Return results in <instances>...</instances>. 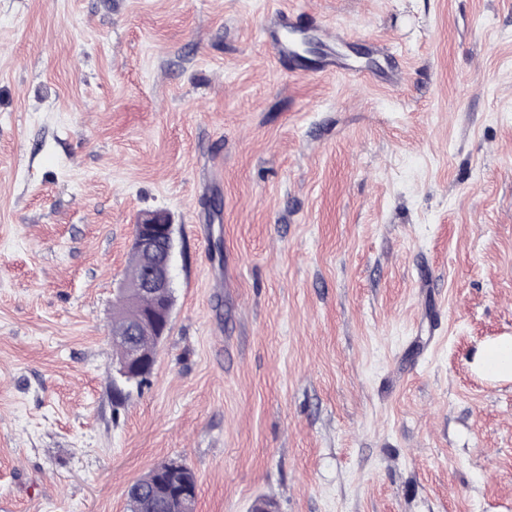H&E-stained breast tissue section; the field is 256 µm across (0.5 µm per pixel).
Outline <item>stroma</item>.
<instances>
[{"mask_svg": "<svg viewBox=\"0 0 512 512\" xmlns=\"http://www.w3.org/2000/svg\"><path fill=\"white\" fill-rule=\"evenodd\" d=\"M343 32L374 83L276 60ZM168 213L175 305L115 395V289ZM512 0H0V504L512 512ZM263 36L270 43L275 53L288 59L304 75H330L338 71L347 72L358 80H368L370 72L342 63L336 54L323 53L312 60L302 58L294 49L286 32L298 30V21L284 10L271 12L264 24ZM472 367L490 380L512 378V336H500L483 344L473 357ZM158 478L159 475L153 469L134 482L131 491L126 495L129 512H166L161 510L162 505L151 494Z\"/></svg>", "mask_w": 512, "mask_h": 512, "instance_id": "stroma-1", "label": "stroma"}]
</instances>
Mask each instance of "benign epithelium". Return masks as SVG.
Masks as SVG:
<instances>
[{
	"mask_svg": "<svg viewBox=\"0 0 512 512\" xmlns=\"http://www.w3.org/2000/svg\"><path fill=\"white\" fill-rule=\"evenodd\" d=\"M173 224L167 215L155 213L146 215L135 224L132 249L138 252L144 263V274L137 279H126L116 288L117 298L132 302L147 294L155 297L159 304L140 312L139 317L128 324L121 335L112 340L125 350V356L118 362L116 373L125 383L136 382L142 377L146 360L139 352L137 336L150 330L155 335H166L172 308L169 299L173 297L171 264L173 254ZM164 503L171 504L197 497V485L177 482L161 487Z\"/></svg>",
	"mask_w": 512,
	"mask_h": 512,
	"instance_id": "1",
	"label": "benign epithelium"
}]
</instances>
